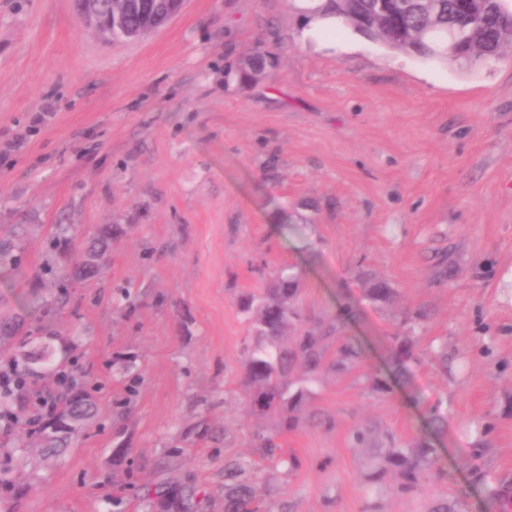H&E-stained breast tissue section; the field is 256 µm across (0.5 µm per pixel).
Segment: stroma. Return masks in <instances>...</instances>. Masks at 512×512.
Here are the masks:
<instances>
[{
    "label": "stroma",
    "mask_w": 512,
    "mask_h": 512,
    "mask_svg": "<svg viewBox=\"0 0 512 512\" xmlns=\"http://www.w3.org/2000/svg\"><path fill=\"white\" fill-rule=\"evenodd\" d=\"M297 0H186L163 28L107 41L74 0H0V237L29 227L20 296L67 297L46 317L74 339L99 415L55 463L29 449L0 512H152L174 479L224 512V457L260 469L271 512H502L512 489V57L466 72L350 27L306 33ZM261 51L263 77L236 64ZM43 123H36L37 115ZM60 224L68 241L51 249ZM112 227L99 276L48 285L94 228ZM287 268L304 328L336 325L361 361L308 382L289 469L254 434L241 313ZM395 288L371 301L375 280ZM415 358L390 376L393 336ZM392 389L370 393L368 379ZM422 402L409 406L406 395ZM447 418L434 435L427 417ZM321 417L307 424L308 413ZM357 427L429 437L440 471L403 496L362 482ZM277 432V431H276Z\"/></svg>",
    "instance_id": "35a3bbf8"
}]
</instances>
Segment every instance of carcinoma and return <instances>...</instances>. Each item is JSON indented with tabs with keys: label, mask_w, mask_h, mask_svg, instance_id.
Returning a JSON list of instances; mask_svg holds the SVG:
<instances>
[{
	"label": "carcinoma",
	"mask_w": 512,
	"mask_h": 512,
	"mask_svg": "<svg viewBox=\"0 0 512 512\" xmlns=\"http://www.w3.org/2000/svg\"><path fill=\"white\" fill-rule=\"evenodd\" d=\"M382 0H322L319 5L303 10L313 16L322 14L336 23L387 48L425 61L451 64L465 71H474L502 59L512 47V6L507 0H481L477 14L467 24L458 22L466 3L462 0H399L396 13L380 10ZM90 7L120 21L129 38L138 39L163 27L175 11L178 0H86ZM22 237L14 242L0 241V270L19 274ZM98 251L76 255L72 275L81 277L95 268ZM298 277L284 269L260 295L246 296L241 311L254 323L259 337L269 345H257L244 355L243 381L248 389V407L259 418L276 417L279 429L275 434L256 433V447L273 458L278 450V434L298 425L292 413L301 410L308 398L303 387H296L291 375L297 368L308 377L315 376L325 362L327 337L305 332L292 339L286 331L300 319L295 307ZM36 312L34 305L25 313L0 317V363L14 364L17 387L0 386V420H18L20 430L13 441L0 447L7 453L29 443L49 455L74 445L83 425L94 418L97 403L83 380L59 384L52 391L34 389L39 378L59 370L68 360L69 345L51 333L40 338L28 336L24 343L34 347L28 351L13 346L12 339L23 329L26 316ZM413 357L409 336L396 337L392 371L401 373L402 364ZM361 358V351L345 336L336 337V365L346 368ZM352 439L358 451L371 453L365 481L374 486L393 481L402 495L423 492L436 463V449L424 438L413 445L401 444L393 435L373 444L370 430L356 428ZM181 502V512H195L194 489L187 485L162 483L154 491V503L169 512V497ZM266 503L261 479L253 462L228 456L224 461V512H265Z\"/></svg>",
	"instance_id": "cac0c4a2"
}]
</instances>
